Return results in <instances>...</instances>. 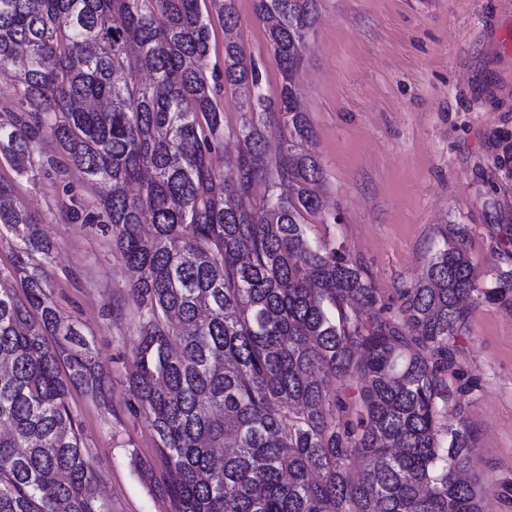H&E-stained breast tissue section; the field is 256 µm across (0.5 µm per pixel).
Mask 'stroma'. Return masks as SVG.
I'll return each instance as SVG.
<instances>
[{"label":"stroma","instance_id":"1","mask_svg":"<svg viewBox=\"0 0 512 512\" xmlns=\"http://www.w3.org/2000/svg\"><path fill=\"white\" fill-rule=\"evenodd\" d=\"M237 38L269 97L281 77L253 0H238ZM315 131L326 216L307 219L311 243L343 245L378 292L392 297L425 269L447 226L465 225L483 290L512 270V0H318L297 75ZM224 150L237 153L240 100L225 88ZM0 182L40 215L53 243L44 264L62 314L94 346L106 400L75 387L99 496L112 512H168L140 461L162 471L149 419L133 414L128 384L138 323L133 273L96 224L97 192L77 169L64 181L17 177L0 159ZM474 386L463 402L477 435L470 476L488 487L490 512H512V301L482 300L459 340Z\"/></svg>","mask_w":512,"mask_h":512}]
</instances>
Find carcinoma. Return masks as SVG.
<instances>
[{
	"label": "carcinoma",
	"instance_id": "cac0c4a2",
	"mask_svg": "<svg viewBox=\"0 0 512 512\" xmlns=\"http://www.w3.org/2000/svg\"><path fill=\"white\" fill-rule=\"evenodd\" d=\"M204 2L0 0V74L21 106L0 122V156L22 176L84 173L100 188L88 221L137 271L128 382L173 473L157 491L169 512H483L485 490L462 477L476 434L458 339L480 296L512 298V272L479 288L458 228L387 301L343 246L310 243L321 168L295 74L317 0H254L282 78L274 100L231 37L206 74ZM211 4L233 31L237 0ZM225 85L243 96L242 147L219 172ZM5 231L24 294L0 288V512H111L68 404L71 387L101 398L105 381L47 272L25 261L52 250L40 217L1 207Z\"/></svg>",
	"mask_w": 512,
	"mask_h": 512
}]
</instances>
